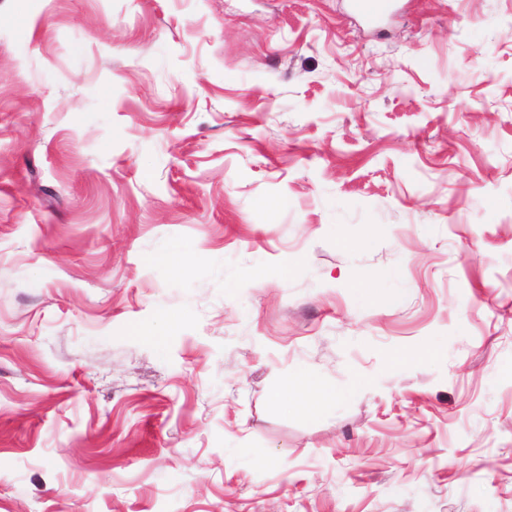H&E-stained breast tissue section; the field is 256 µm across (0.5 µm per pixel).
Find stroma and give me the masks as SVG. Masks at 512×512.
Returning <instances> with one entry per match:
<instances>
[{
	"instance_id": "1",
	"label": "stroma",
	"mask_w": 512,
	"mask_h": 512,
	"mask_svg": "<svg viewBox=\"0 0 512 512\" xmlns=\"http://www.w3.org/2000/svg\"><path fill=\"white\" fill-rule=\"evenodd\" d=\"M0 512H512V0H0ZM352 7L363 14L369 23H378L391 7L390 0H352ZM302 392L297 393L294 385L286 384L283 395L295 406L310 414L318 415L333 400L336 399V390L328 388L310 374L301 377Z\"/></svg>"
}]
</instances>
